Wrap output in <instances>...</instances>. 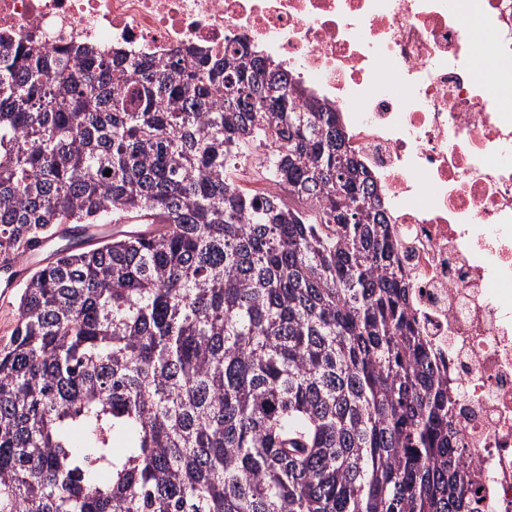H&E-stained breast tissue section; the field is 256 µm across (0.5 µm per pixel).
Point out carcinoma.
Here are the masks:
<instances>
[{
	"label": "carcinoma",
	"instance_id": "carcinoma-1",
	"mask_svg": "<svg viewBox=\"0 0 512 512\" xmlns=\"http://www.w3.org/2000/svg\"><path fill=\"white\" fill-rule=\"evenodd\" d=\"M251 51L0 56V253L74 225L0 343V512H480L377 189ZM268 139L299 208L231 178Z\"/></svg>",
	"mask_w": 512,
	"mask_h": 512
}]
</instances>
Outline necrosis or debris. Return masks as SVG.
<instances>
[{
  "label": "necrosis or debris",
  "instance_id": "necrosis-or-debris-1",
  "mask_svg": "<svg viewBox=\"0 0 512 512\" xmlns=\"http://www.w3.org/2000/svg\"><path fill=\"white\" fill-rule=\"evenodd\" d=\"M237 34L345 116L399 236L411 311L463 394L482 512H512V0H0V53L30 35L161 57Z\"/></svg>",
  "mask_w": 512,
  "mask_h": 512
}]
</instances>
